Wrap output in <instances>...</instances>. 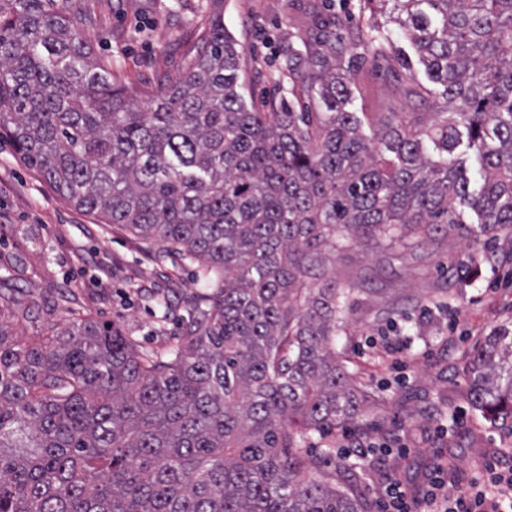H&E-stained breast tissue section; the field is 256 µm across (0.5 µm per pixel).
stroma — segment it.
Wrapping results in <instances>:
<instances>
[{"instance_id":"1","label":"stroma","mask_w":512,"mask_h":512,"mask_svg":"<svg viewBox=\"0 0 512 512\" xmlns=\"http://www.w3.org/2000/svg\"><path fill=\"white\" fill-rule=\"evenodd\" d=\"M95 56L112 77L151 90L177 79L198 36L215 14L246 57L241 92L266 107L288 98L280 77L289 38L332 19L336 35L351 42L360 0H76ZM385 58L365 51L346 63L354 98L350 111L367 113L363 126L384 112H443L439 84L427 98L404 91L408 77L428 81L403 35ZM421 263L378 266L370 247L356 243L330 261L343 288L347 322L336 337V356L357 384L378 400L356 425L385 453L361 461L357 481L339 469L349 457L343 426L311 434L304 451L314 475L378 504L389 481L420 493L436 463L449 465V493L468 487L485 463L512 468V432L490 425L468 399L464 361L492 328L512 321V236L445 238L425 246ZM202 288L195 267L140 243L118 225L77 209L41 174L23 164L11 142L0 139V293L30 307L20 336L53 333L82 320L106 323L143 349L177 344ZM397 334L405 343L401 368L368 339Z\"/></svg>"}]
</instances>
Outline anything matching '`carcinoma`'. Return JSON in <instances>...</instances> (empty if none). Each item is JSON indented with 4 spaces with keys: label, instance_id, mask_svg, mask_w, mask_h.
Here are the masks:
<instances>
[{
    "label": "carcinoma",
    "instance_id": "carcinoma-1",
    "mask_svg": "<svg viewBox=\"0 0 512 512\" xmlns=\"http://www.w3.org/2000/svg\"><path fill=\"white\" fill-rule=\"evenodd\" d=\"M390 1L387 23L456 108L389 112L368 139L334 30L288 42L292 100L263 112L221 15L179 78L139 95L93 58L70 0H0V135L210 288L167 352L91 320L27 339L0 326V512H368L290 452L371 404L336 361L329 257L362 241L383 266L427 259L439 235L512 233V0ZM390 38L366 33L377 56ZM464 373L473 410L512 420V323Z\"/></svg>",
    "mask_w": 512,
    "mask_h": 512
}]
</instances>
